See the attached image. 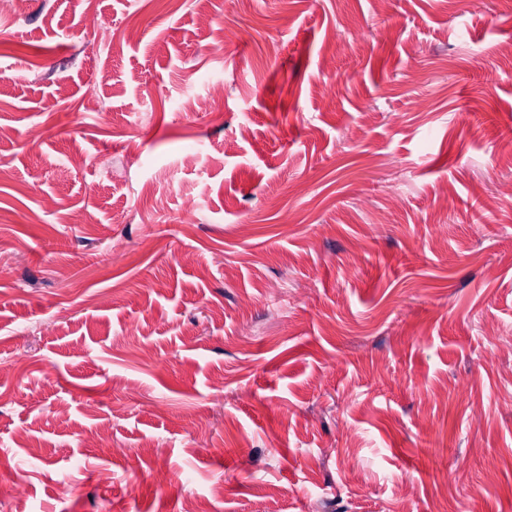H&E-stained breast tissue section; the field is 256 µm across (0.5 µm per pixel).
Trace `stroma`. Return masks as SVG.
<instances>
[{"label":"stroma","mask_w":512,"mask_h":512,"mask_svg":"<svg viewBox=\"0 0 512 512\" xmlns=\"http://www.w3.org/2000/svg\"><path fill=\"white\" fill-rule=\"evenodd\" d=\"M508 43L501 0L0 12V512H512Z\"/></svg>","instance_id":"obj_1"}]
</instances>
